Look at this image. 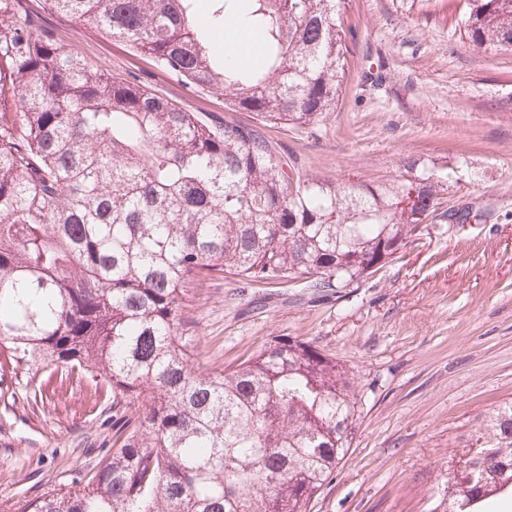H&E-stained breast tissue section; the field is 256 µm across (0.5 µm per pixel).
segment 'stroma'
<instances>
[{
    "label": "stroma",
    "mask_w": 512,
    "mask_h": 512,
    "mask_svg": "<svg viewBox=\"0 0 512 512\" xmlns=\"http://www.w3.org/2000/svg\"><path fill=\"white\" fill-rule=\"evenodd\" d=\"M21 0L35 25L101 71L136 77L210 123L258 130L317 179L378 183L404 164H459L448 208L477 224L427 219L390 261L321 294L304 283H202L192 363L237 365L278 336L313 343L355 373L361 418L348 453L307 512H446L448 476L500 405L512 401V50L460 37V0H344L350 54L333 112L273 125L194 90L88 22ZM25 373L0 377V500L58 483L112 446V412L76 387L62 406L23 409Z\"/></svg>",
    "instance_id": "obj_1"
}]
</instances>
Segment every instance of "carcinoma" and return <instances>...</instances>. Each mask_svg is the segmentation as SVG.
<instances>
[{
  "instance_id": "cac0c4a2",
  "label": "carcinoma",
  "mask_w": 512,
  "mask_h": 512,
  "mask_svg": "<svg viewBox=\"0 0 512 512\" xmlns=\"http://www.w3.org/2000/svg\"><path fill=\"white\" fill-rule=\"evenodd\" d=\"M195 0H43L221 92L274 125L337 106L348 66L342 0H209L263 45L230 65ZM465 39L512 47V0H466ZM450 187L416 164L375 185L310 178L246 125L207 124L135 79L113 78L0 0V371L46 389L86 378L112 407V448L79 488L57 485L0 512H307L345 457L361 395L346 365L282 337L228 369L191 364L202 281L295 280L346 288L403 248ZM415 199H409L410 192ZM448 512L512 493V404L490 417Z\"/></svg>"
}]
</instances>
